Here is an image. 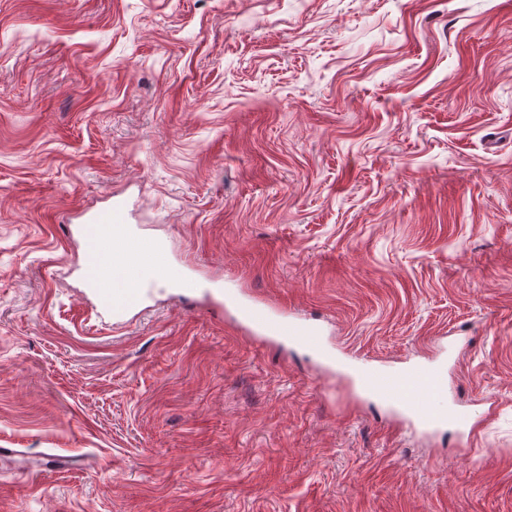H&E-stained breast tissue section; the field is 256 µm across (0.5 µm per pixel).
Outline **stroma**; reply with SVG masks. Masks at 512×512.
Here are the masks:
<instances>
[{"instance_id":"1","label":"stroma","mask_w":512,"mask_h":512,"mask_svg":"<svg viewBox=\"0 0 512 512\" xmlns=\"http://www.w3.org/2000/svg\"><path fill=\"white\" fill-rule=\"evenodd\" d=\"M114 198L197 295L101 313ZM436 357L472 429L354 379ZM0 447V512H512V0H0ZM218 305L235 312L240 326L250 334L267 340L291 339L317 353L324 366L334 364L332 352L325 348L320 330L295 321L287 313H273L261 303H243L235 295L219 292Z\"/></svg>"}]
</instances>
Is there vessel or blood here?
<instances>
[{
    "label": "vessel or blood",
    "instance_id": "vessel-or-blood-1",
    "mask_svg": "<svg viewBox=\"0 0 512 512\" xmlns=\"http://www.w3.org/2000/svg\"><path fill=\"white\" fill-rule=\"evenodd\" d=\"M81 242V276L97 306L121 317L140 308L158 281L169 282L183 296L195 294L197 281L174 273L163 247L153 239L135 236L122 201L115 200L85 217L77 227ZM220 307L234 311L240 326L267 340L286 338L313 350L324 366L334 363L320 330L271 312L261 303H243L234 296L219 298ZM361 386L382 403L412 413L431 428L465 424L466 417L440 405L446 391V369L437 362H418L397 370L366 368L359 372Z\"/></svg>",
    "mask_w": 512,
    "mask_h": 512
}]
</instances>
